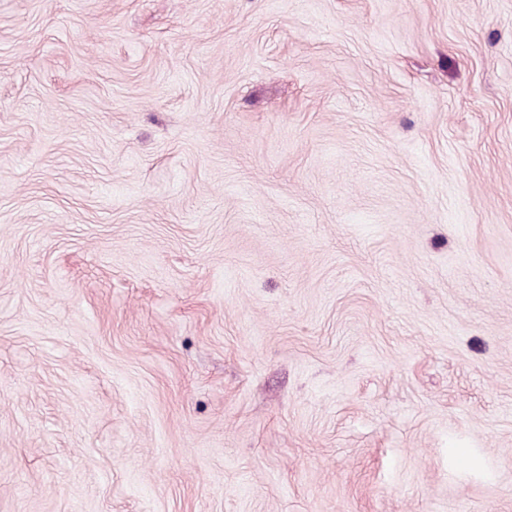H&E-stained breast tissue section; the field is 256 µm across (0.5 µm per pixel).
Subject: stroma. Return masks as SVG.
Returning <instances> with one entry per match:
<instances>
[{
	"instance_id": "1",
	"label": "stroma",
	"mask_w": 512,
	"mask_h": 512,
	"mask_svg": "<svg viewBox=\"0 0 512 512\" xmlns=\"http://www.w3.org/2000/svg\"><path fill=\"white\" fill-rule=\"evenodd\" d=\"M0 512H512V0H0Z\"/></svg>"
}]
</instances>
